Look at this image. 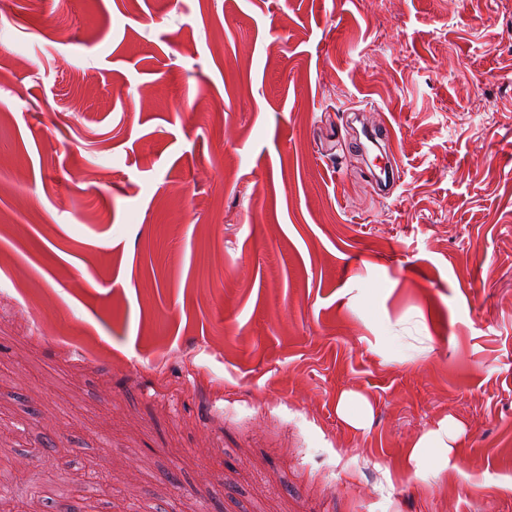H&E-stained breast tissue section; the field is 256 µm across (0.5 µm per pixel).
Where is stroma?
<instances>
[{
	"instance_id": "35a3bbf8",
	"label": "stroma",
	"mask_w": 512,
	"mask_h": 512,
	"mask_svg": "<svg viewBox=\"0 0 512 512\" xmlns=\"http://www.w3.org/2000/svg\"><path fill=\"white\" fill-rule=\"evenodd\" d=\"M1 224L0 512H512V0H0ZM442 451L447 452L449 459L451 446L448 445V426L423 435L414 446L412 458L421 465L430 461L432 455Z\"/></svg>"
}]
</instances>
